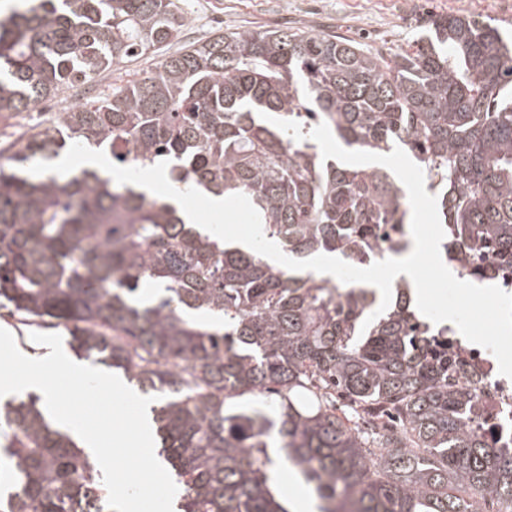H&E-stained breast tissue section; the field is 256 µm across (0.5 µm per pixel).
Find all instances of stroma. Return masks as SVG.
Returning a JSON list of instances; mask_svg holds the SVG:
<instances>
[{
	"label": "stroma",
	"mask_w": 512,
	"mask_h": 512,
	"mask_svg": "<svg viewBox=\"0 0 512 512\" xmlns=\"http://www.w3.org/2000/svg\"><path fill=\"white\" fill-rule=\"evenodd\" d=\"M190 23L171 44L136 62H123L13 118H0V148L16 143L35 125L52 126L59 112L96 101L135 79L153 62L216 32L254 26L333 32L365 46L395 52L407 48L428 15L456 13L512 31V0H180Z\"/></svg>",
	"instance_id": "obj_1"
}]
</instances>
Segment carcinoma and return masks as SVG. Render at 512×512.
<instances>
[{"label":"carcinoma","mask_w":512,"mask_h":512,"mask_svg":"<svg viewBox=\"0 0 512 512\" xmlns=\"http://www.w3.org/2000/svg\"><path fill=\"white\" fill-rule=\"evenodd\" d=\"M176 0H31L0 15V117L27 112L177 37ZM324 122L348 150H404L437 197L448 245L512 257V42L434 14L386 54L300 28L227 31L163 59L112 96L29 132L0 165V302L56 320L71 346L124 372L152 407L180 512H289L268 449L318 512H512V445L470 425L479 386L451 383L448 326L405 280L387 309L361 283L229 249L174 200L96 168L31 174L79 142L119 166L169 161L180 190L241 193L266 238L303 260L369 265L410 245L392 170L325 160L261 114ZM244 395L251 406H231ZM0 512H76L108 491L91 455L35 400L9 404Z\"/></svg>","instance_id":"cac0c4a2"}]
</instances>
